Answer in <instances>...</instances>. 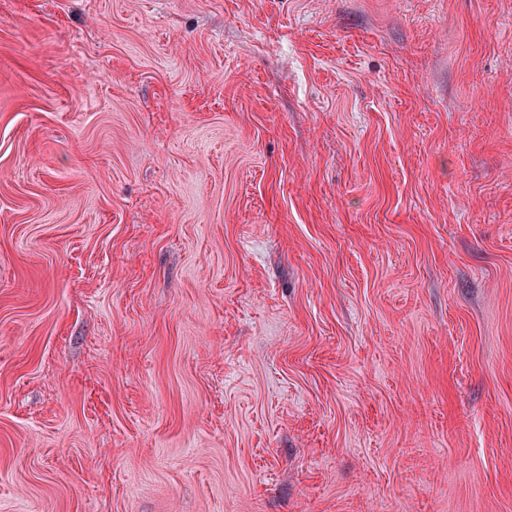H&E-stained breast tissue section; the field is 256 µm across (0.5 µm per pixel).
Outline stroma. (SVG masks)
I'll return each instance as SVG.
<instances>
[{
    "label": "stroma",
    "mask_w": 512,
    "mask_h": 512,
    "mask_svg": "<svg viewBox=\"0 0 512 512\" xmlns=\"http://www.w3.org/2000/svg\"><path fill=\"white\" fill-rule=\"evenodd\" d=\"M0 512H512V0H0Z\"/></svg>",
    "instance_id": "1"
}]
</instances>
